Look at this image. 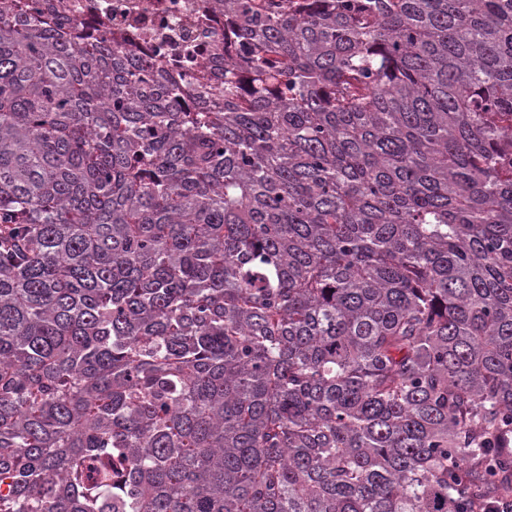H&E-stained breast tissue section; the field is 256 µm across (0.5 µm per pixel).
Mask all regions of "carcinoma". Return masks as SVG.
<instances>
[{"instance_id":"carcinoma-1","label":"carcinoma","mask_w":512,"mask_h":512,"mask_svg":"<svg viewBox=\"0 0 512 512\" xmlns=\"http://www.w3.org/2000/svg\"><path fill=\"white\" fill-rule=\"evenodd\" d=\"M208 2L0 0V512L512 496V0ZM67 14L77 23L90 21L102 37H125L138 52H154L167 41L165 57H182L180 33L195 27L207 12L206 0H63Z\"/></svg>"}]
</instances>
